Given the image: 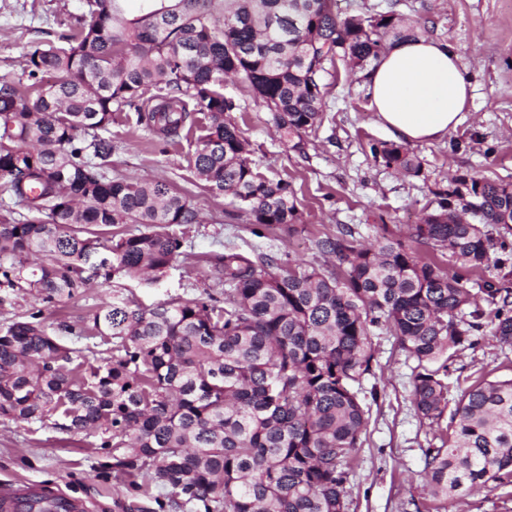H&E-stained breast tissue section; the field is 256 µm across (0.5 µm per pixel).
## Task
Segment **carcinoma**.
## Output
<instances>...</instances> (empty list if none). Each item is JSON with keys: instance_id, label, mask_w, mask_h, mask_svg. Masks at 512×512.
<instances>
[{"instance_id": "obj_1", "label": "carcinoma", "mask_w": 512, "mask_h": 512, "mask_svg": "<svg viewBox=\"0 0 512 512\" xmlns=\"http://www.w3.org/2000/svg\"><path fill=\"white\" fill-rule=\"evenodd\" d=\"M142 2L130 18L124 0H84L93 22L62 47L31 51L29 84H0V173L13 201L0 203V287L56 303L99 279L154 284L182 254L173 227L199 223L187 195L110 174L112 140L101 132L125 108L164 144L202 113L196 179L238 202L255 233L300 223L291 184L255 172L224 77L246 85L286 142L321 125L326 66L339 57L364 70L388 50L386 36L416 35L392 11L344 14L337 0ZM161 83L165 92L146 97ZM371 151L389 168L419 171L401 144ZM435 197L408 225L407 245L385 224L371 246L349 226L317 239L337 273L229 249L205 258L222 301L115 300L78 332L60 327L111 338L97 366L41 312L11 322L0 329V418L56 416L69 433H108L100 447L112 449L132 498L125 512H348L376 331L417 362L411 402L430 426L448 409L453 353L486 327L512 346V183L461 177ZM434 439L424 471L435 512L467 490L512 486V378L475 380L451 432Z\"/></svg>"}]
</instances>
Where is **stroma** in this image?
<instances>
[{
  "instance_id": "35a3bbf8",
  "label": "stroma",
  "mask_w": 512,
  "mask_h": 512,
  "mask_svg": "<svg viewBox=\"0 0 512 512\" xmlns=\"http://www.w3.org/2000/svg\"><path fill=\"white\" fill-rule=\"evenodd\" d=\"M338 6L350 13L395 10L404 21L421 26L426 36L448 42L462 58L474 87L473 103L448 138L414 144L417 175H401L374 158L372 145L393 137L375 121L361 72L341 62L325 78L323 122L304 136L300 151L281 142L270 114L256 108L245 85L224 83L225 95L241 105L234 118L257 171L288 180L296 193L302 221L291 229L254 234L229 197L198 185L193 154L200 126L185 128L179 139L163 146L138 125L135 111L115 113L108 133L113 174L173 183L198 209L200 223L176 227L183 253L159 283L96 284L75 299L52 304L14 293L0 304V327L35 311L51 326L74 324L112 299L153 307L172 297H200L213 286L204 256L227 248L319 265L323 259L312 241L335 233L339 225H351L362 243L370 245L380 225L397 233L417 223L432 210L433 191L449 188L455 177L512 182V0H339ZM80 20L92 21L82 0H0V81L18 79L26 53L60 43ZM374 342V374L363 386L376 388L378 400L370 406L367 439L354 453L349 512H435L423 478L424 452L433 431L419 422L411 404L414 362L391 333L382 332ZM448 366V399L454 402L478 375L512 377V347L487 333ZM100 442V434L73 435L49 420L0 419V484L31 482L81 500L85 512H119L112 452ZM448 510L512 512V494L487 488L457 497Z\"/></svg>"
}]
</instances>
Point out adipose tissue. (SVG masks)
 Listing matches in <instances>:
<instances>
[{
  "mask_svg": "<svg viewBox=\"0 0 512 512\" xmlns=\"http://www.w3.org/2000/svg\"><path fill=\"white\" fill-rule=\"evenodd\" d=\"M364 83L380 123L406 143L447 137L473 92L458 52L423 35L394 42Z\"/></svg>",
  "mask_w": 512,
  "mask_h": 512,
  "instance_id": "1",
  "label": "adipose tissue"
}]
</instances>
